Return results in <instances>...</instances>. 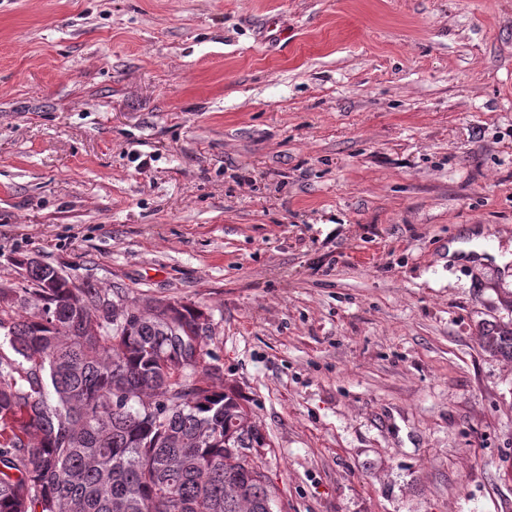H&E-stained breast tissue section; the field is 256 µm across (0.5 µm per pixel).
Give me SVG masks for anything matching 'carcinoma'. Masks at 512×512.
<instances>
[{"instance_id": "obj_1", "label": "carcinoma", "mask_w": 512, "mask_h": 512, "mask_svg": "<svg viewBox=\"0 0 512 512\" xmlns=\"http://www.w3.org/2000/svg\"><path fill=\"white\" fill-rule=\"evenodd\" d=\"M26 286L1 288L0 512H270L275 489L253 460L264 448L240 425L244 399L224 383L205 318L179 301V323L153 316L125 327L109 293L16 262ZM512 359V334L488 336Z\"/></svg>"}]
</instances>
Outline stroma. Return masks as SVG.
Returning a JSON list of instances; mask_svg holds the SVG:
<instances>
[{
  "label": "stroma",
  "mask_w": 512,
  "mask_h": 512,
  "mask_svg": "<svg viewBox=\"0 0 512 512\" xmlns=\"http://www.w3.org/2000/svg\"><path fill=\"white\" fill-rule=\"evenodd\" d=\"M512 0H0V286L209 317L274 512H512ZM498 329L492 328L489 333L485 331L484 327H480L479 334L485 344L486 337L491 345V353L502 357L512 359V333L510 335L502 334L501 336L496 334Z\"/></svg>",
  "instance_id": "stroma-1"
}]
</instances>
